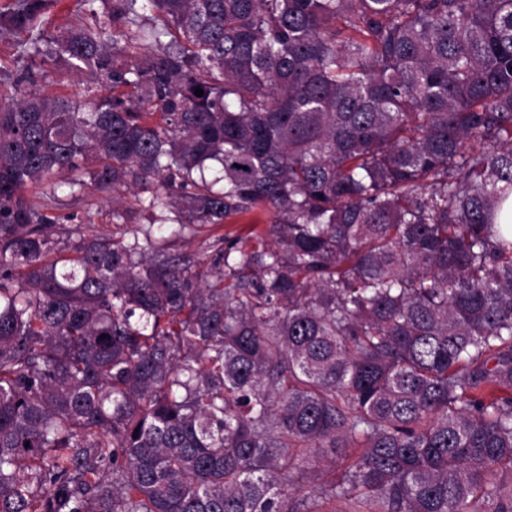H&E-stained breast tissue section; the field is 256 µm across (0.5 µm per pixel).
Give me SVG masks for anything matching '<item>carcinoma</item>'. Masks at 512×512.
I'll list each match as a JSON object with an SVG mask.
<instances>
[{
  "label": "carcinoma",
  "instance_id": "cac0c4a2",
  "mask_svg": "<svg viewBox=\"0 0 512 512\" xmlns=\"http://www.w3.org/2000/svg\"><path fill=\"white\" fill-rule=\"evenodd\" d=\"M53 4L0 28L101 95L0 102V512H299L339 448L330 501L512 512V0ZM77 185L139 195L64 241ZM58 3L52 8L48 15L49 25L48 34L57 33V28L67 26H78L91 24L94 20L88 10V6L83 5V0H57ZM347 465V461L345 460H337L336 461V468L335 469H331L329 471H327L323 477L318 481V485H314V484H308L305 480H301L299 478L300 476V471L299 469L297 468H293L291 469L290 471H286L283 473L282 475V481L283 483L286 485V489H293V487H295L297 484H302L303 487L305 488V493H301V495H305V496H308V503L310 504L311 502H315V503H319L321 504L322 502V494H321V491L322 489L321 488H328L330 482H332L336 477H338L341 472L344 470V468L346 467ZM289 480L291 482H289ZM321 485V486H319ZM314 488L316 489L314 491Z\"/></svg>",
  "mask_w": 512,
  "mask_h": 512
}]
</instances>
